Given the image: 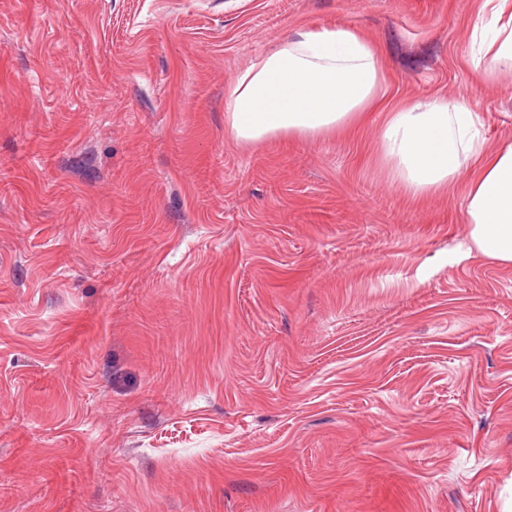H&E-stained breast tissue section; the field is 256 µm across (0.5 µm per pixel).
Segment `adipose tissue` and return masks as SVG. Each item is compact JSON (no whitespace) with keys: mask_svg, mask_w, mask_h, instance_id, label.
<instances>
[{"mask_svg":"<svg viewBox=\"0 0 512 512\" xmlns=\"http://www.w3.org/2000/svg\"><path fill=\"white\" fill-rule=\"evenodd\" d=\"M475 68L488 79L512 70V0H485ZM380 54L351 27H301L247 64L226 89V130L239 143L316 137L346 129L384 99ZM483 120L467 101L433 96L389 113L384 162L415 198L454 184L465 163L467 222L477 252L512 267V143L488 150Z\"/></svg>","mask_w":512,"mask_h":512,"instance_id":"1","label":"adipose tissue"}]
</instances>
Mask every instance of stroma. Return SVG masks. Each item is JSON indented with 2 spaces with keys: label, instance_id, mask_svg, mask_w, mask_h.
I'll return each instance as SVG.
<instances>
[{
  "label": "stroma",
  "instance_id": "obj_1",
  "mask_svg": "<svg viewBox=\"0 0 512 512\" xmlns=\"http://www.w3.org/2000/svg\"><path fill=\"white\" fill-rule=\"evenodd\" d=\"M484 0H0V512H512V268L470 171L414 198L389 112L512 139ZM383 107L242 145L224 89L302 25Z\"/></svg>",
  "mask_w": 512,
  "mask_h": 512
}]
</instances>
